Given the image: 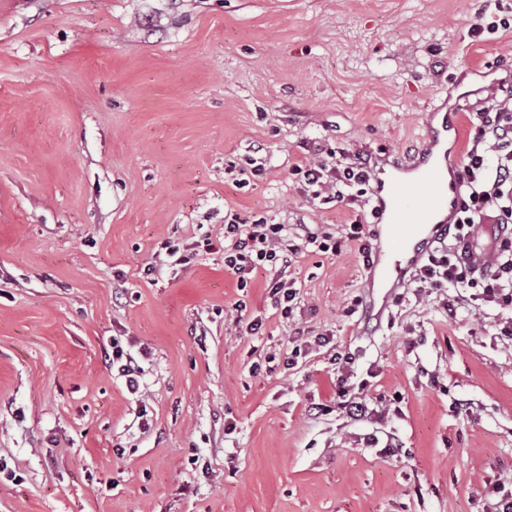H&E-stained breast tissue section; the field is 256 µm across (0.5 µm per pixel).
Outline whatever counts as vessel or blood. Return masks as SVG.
<instances>
[{
  "label": "vessel or blood",
  "mask_w": 512,
  "mask_h": 512,
  "mask_svg": "<svg viewBox=\"0 0 512 512\" xmlns=\"http://www.w3.org/2000/svg\"><path fill=\"white\" fill-rule=\"evenodd\" d=\"M456 127L450 116L431 126L427 142L413 164L382 162L373 181L377 250L371 281L397 288L410 278L424 252L453 221L460 200L458 161L448 151ZM496 225H483L488 242L468 247L469 259L490 264L495 259Z\"/></svg>",
  "instance_id": "b4317fda"
}]
</instances>
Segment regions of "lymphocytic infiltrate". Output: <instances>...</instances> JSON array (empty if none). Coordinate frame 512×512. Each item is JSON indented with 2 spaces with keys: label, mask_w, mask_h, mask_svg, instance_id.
Here are the masks:
<instances>
[{
  "label": "lymphocytic infiltrate",
  "mask_w": 512,
  "mask_h": 512,
  "mask_svg": "<svg viewBox=\"0 0 512 512\" xmlns=\"http://www.w3.org/2000/svg\"><path fill=\"white\" fill-rule=\"evenodd\" d=\"M471 129L459 165L461 201L454 224L443 233L439 246L429 249L417 264L413 281L418 290L432 294L453 287V298L443 299L449 316L469 301L465 291L478 288L485 301L512 308V85L487 94L470 113ZM321 146L310 158L295 163L292 173L312 199L333 194L346 206L359 204L371 192V155L325 161ZM498 224L503 239L495 262L484 268L463 261L461 243L472 238L477 225ZM339 241L316 224H269L263 219L244 221L232 217L224 225V269L246 287L251 275L272 270L270 294L281 318L293 315L297 292L288 270L303 250L337 251ZM334 362L340 374L336 382V408L354 421L367 419L369 407L351 381L352 357L338 355Z\"/></svg>",
  "instance_id": "obj_1"
}]
</instances>
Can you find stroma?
I'll return each mask as SVG.
<instances>
[{"label": "stroma", "instance_id": "35a3bbf8", "mask_svg": "<svg viewBox=\"0 0 512 512\" xmlns=\"http://www.w3.org/2000/svg\"><path fill=\"white\" fill-rule=\"evenodd\" d=\"M478 8L0 0V512H491L512 488V310L449 319L407 284L377 320L348 314L384 295L346 239L374 220L291 173L315 144L408 161L443 103L465 142L473 95L512 82V29L472 37ZM253 153L265 175L235 187ZM232 214L341 241L299 257L292 320L269 272H225ZM298 327L331 342L268 367ZM116 339L145 354L140 395ZM338 352L371 419L309 411ZM115 363L120 364L118 370L120 376L125 378L127 389L131 393H138L143 371L139 357L132 354L131 351H125L117 339L112 342V366Z\"/></svg>", "mask_w": 512, "mask_h": 512}]
</instances>
